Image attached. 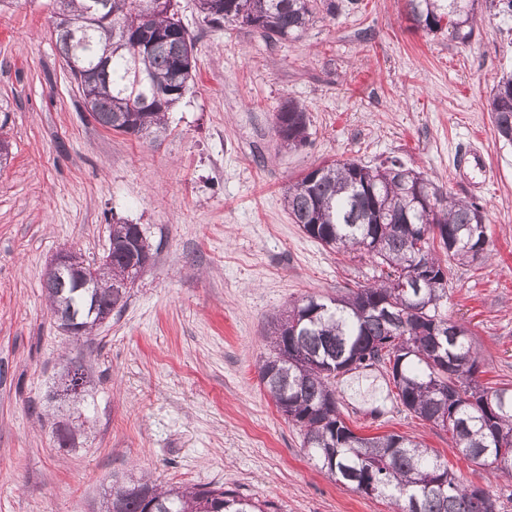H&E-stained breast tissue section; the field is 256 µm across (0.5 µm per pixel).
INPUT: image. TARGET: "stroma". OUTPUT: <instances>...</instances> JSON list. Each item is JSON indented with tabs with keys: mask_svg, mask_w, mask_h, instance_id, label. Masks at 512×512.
I'll list each match as a JSON object with an SVG mask.
<instances>
[{
	"mask_svg": "<svg viewBox=\"0 0 512 512\" xmlns=\"http://www.w3.org/2000/svg\"><path fill=\"white\" fill-rule=\"evenodd\" d=\"M192 88L157 141L101 127L52 34L51 0H0V512H93L113 481L223 486L273 512H395L328 479L300 429L267 394L259 366L271 316L305 296L373 283L361 252H332L293 224L285 185L337 160L399 158L442 192L483 205L491 256L452 266L449 319L468 331L483 384L512 387V144L489 101L512 73V16L478 9L473 37L412 26L406 0H357L267 43L204 22ZM305 108L307 142L282 146L274 114ZM473 145L486 167L455 176ZM139 225L153 253L122 312L73 339L47 310L42 277L60 248L100 259L115 223ZM93 382L85 432L59 447L50 401L63 357ZM339 410L366 436L415 438L512 512V478L460 455L447 432L401 404L381 364L334 381Z\"/></svg>",
	"mask_w": 512,
	"mask_h": 512,
	"instance_id": "stroma-1",
	"label": "stroma"
}]
</instances>
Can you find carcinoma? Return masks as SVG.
Here are the masks:
<instances>
[{"label": "carcinoma", "mask_w": 512, "mask_h": 512, "mask_svg": "<svg viewBox=\"0 0 512 512\" xmlns=\"http://www.w3.org/2000/svg\"><path fill=\"white\" fill-rule=\"evenodd\" d=\"M92 0H60L85 28L74 46L95 97L88 112L101 126L138 138L166 132V114L194 84L198 38L177 18L173 0H102L112 36L86 14ZM477 0H406L408 19L428 32L448 30L466 43ZM210 24L231 21L276 43L306 29L315 14L334 18L336 0H199ZM499 137L512 143V75L493 87L490 102ZM275 133L290 148L306 143L307 116L295 102L275 113ZM387 158L375 167L354 161L318 166L285 189L289 219L321 245L367 254L380 282L324 300L310 296L269 323L271 354L259 375L279 412L303 432V448L335 481L360 493L392 499L397 512H499L497 500L448 469V462L409 436H364L341 417L332 369L354 358L382 362L405 409L451 435L471 463L512 475V390L479 383V361L467 330L442 310L448 296V260L475 263L488 256L483 207L430 187L433 208L415 203L420 174L403 175ZM446 259H441L437 251ZM150 253L137 224L112 225V265L93 264L89 276L117 287H79L67 277H46L42 288L60 326L96 303L124 308L122 285L133 261ZM420 288L396 287L417 272ZM59 447L75 445L77 427L54 423ZM272 504L231 489L163 488L148 480L112 487L103 512H267Z\"/></svg>", "instance_id": "cac0c4a2"}]
</instances>
